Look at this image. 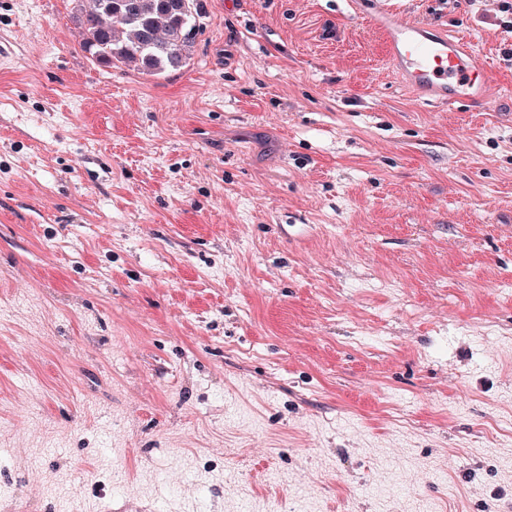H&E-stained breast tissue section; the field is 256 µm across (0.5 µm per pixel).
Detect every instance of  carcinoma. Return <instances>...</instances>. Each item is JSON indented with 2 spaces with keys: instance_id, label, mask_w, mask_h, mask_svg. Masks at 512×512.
<instances>
[{
  "instance_id": "obj_1",
  "label": "carcinoma",
  "mask_w": 512,
  "mask_h": 512,
  "mask_svg": "<svg viewBox=\"0 0 512 512\" xmlns=\"http://www.w3.org/2000/svg\"><path fill=\"white\" fill-rule=\"evenodd\" d=\"M77 9L82 50L97 63L136 64L151 76L188 65L200 29L199 0H86Z\"/></svg>"
}]
</instances>
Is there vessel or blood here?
<instances>
[{"mask_svg":"<svg viewBox=\"0 0 512 512\" xmlns=\"http://www.w3.org/2000/svg\"><path fill=\"white\" fill-rule=\"evenodd\" d=\"M390 59L406 84L432 104H487L492 75L470 43L447 34L429 36L420 23L393 19L385 30Z\"/></svg>","mask_w":512,"mask_h":512,"instance_id":"vessel-or-blood-1","label":"vessel or blood"}]
</instances>
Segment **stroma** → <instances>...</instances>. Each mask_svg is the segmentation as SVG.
Listing matches in <instances>:
<instances>
[{
    "label": "stroma",
    "instance_id": "obj_1",
    "mask_svg": "<svg viewBox=\"0 0 512 512\" xmlns=\"http://www.w3.org/2000/svg\"><path fill=\"white\" fill-rule=\"evenodd\" d=\"M187 66L0 0V512H512L494 0H200ZM472 40L425 104L374 25Z\"/></svg>",
    "mask_w": 512,
    "mask_h": 512
}]
</instances>
